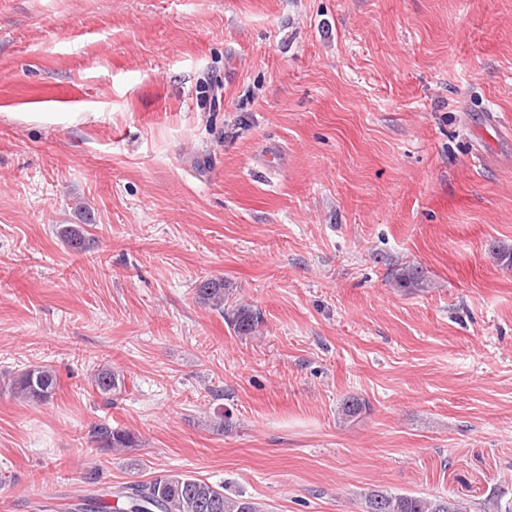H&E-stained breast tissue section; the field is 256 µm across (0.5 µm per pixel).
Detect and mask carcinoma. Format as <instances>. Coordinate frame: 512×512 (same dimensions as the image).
Returning a JSON list of instances; mask_svg holds the SVG:
<instances>
[{
	"instance_id": "cac0c4a2",
	"label": "carcinoma",
	"mask_w": 512,
	"mask_h": 512,
	"mask_svg": "<svg viewBox=\"0 0 512 512\" xmlns=\"http://www.w3.org/2000/svg\"><path fill=\"white\" fill-rule=\"evenodd\" d=\"M66 244L80 252L90 248V238L78 224L60 229ZM398 284L403 288H423L425 280L415 269L399 274ZM229 295L224 279L210 278L196 288V299L217 311H224V301ZM231 325L240 336H251L259 331V313L247 304L232 310ZM92 385L105 404H112V392L122 385L120 374L105 365L96 370ZM9 391L14 398L31 404L47 402L58 387L54 370L49 366H35L15 374ZM366 403L357 397L344 400L338 416L344 421L357 418ZM96 450L112 452L134 448L137 439L127 430L117 429L108 423L96 426L92 432ZM116 499L111 503L110 499ZM84 512H268L255 498L244 492L228 494L224 487L179 472L161 473L149 481H129L114 491L99 497H89L79 505ZM362 512H470V507L446 497H421L387 490L371 491L363 496Z\"/></svg>"
}]
</instances>
